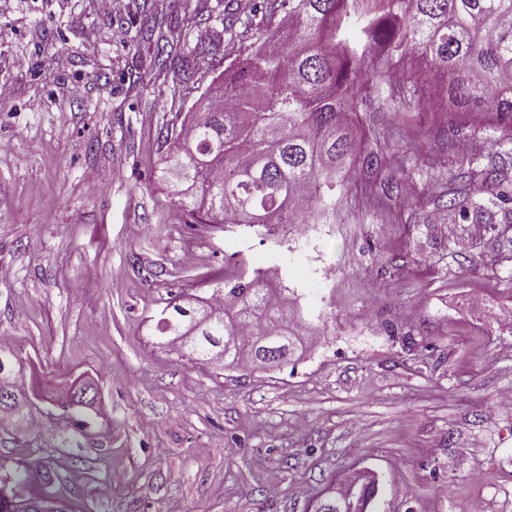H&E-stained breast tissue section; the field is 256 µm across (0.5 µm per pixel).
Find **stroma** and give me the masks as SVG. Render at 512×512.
Instances as JSON below:
<instances>
[{
	"label": "stroma",
	"mask_w": 512,
	"mask_h": 512,
	"mask_svg": "<svg viewBox=\"0 0 512 512\" xmlns=\"http://www.w3.org/2000/svg\"><path fill=\"white\" fill-rule=\"evenodd\" d=\"M115 2L0 0V347L25 359L35 404L32 427L0 426L17 493L69 512H310L370 472L374 512H512V223L476 177L512 181V131L483 113H356L362 158L331 223L277 269L312 345L215 369L156 347L151 318L168 294L207 296L231 256L265 268L272 241L169 204L162 134L206 86L161 71L140 23L179 16L164 43L213 77L244 45L216 0ZM452 191L492 221L461 220ZM76 383L96 389L97 424L70 442L55 404Z\"/></svg>",
	"instance_id": "obj_1"
}]
</instances>
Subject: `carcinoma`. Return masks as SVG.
Returning <instances> with one entry per match:
<instances>
[{
    "label": "carcinoma",
    "mask_w": 512,
    "mask_h": 512,
    "mask_svg": "<svg viewBox=\"0 0 512 512\" xmlns=\"http://www.w3.org/2000/svg\"><path fill=\"white\" fill-rule=\"evenodd\" d=\"M236 0H219L224 31L251 42L212 80V107L202 120L185 116L162 173L170 203L194 224H246L272 233L289 222L301 233L330 214L340 173L359 148L351 114L360 90L402 68L403 87L391 94V110L403 112L404 93L433 73L428 110L484 112L512 130V0H262L252 12L279 17L275 29L252 34L253 19ZM161 68L190 80L197 74L178 52H164ZM463 219L484 218L482 206L448 199ZM261 269L241 268L217 282L207 301L223 324L194 333L189 358L217 367L267 364L264 337L298 335V322L274 298ZM196 299L175 296L155 315V331L172 336L190 318ZM22 358L0 349V382ZM16 427L28 415L0 402V419ZM94 425L71 417L80 437ZM23 473L0 480V512H17L12 484ZM378 492L358 486L354 512H371Z\"/></svg>",
    "instance_id": "cac0c4a2"
}]
</instances>
